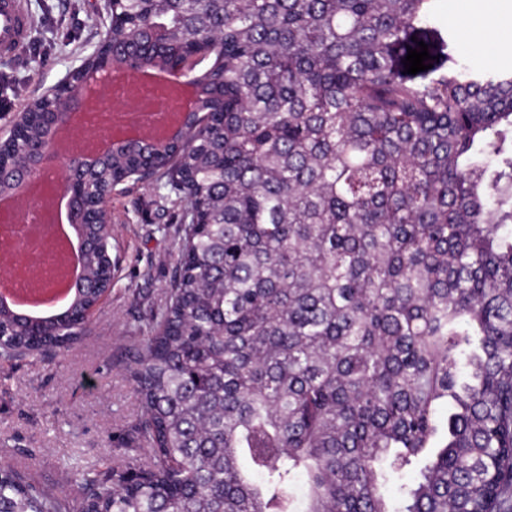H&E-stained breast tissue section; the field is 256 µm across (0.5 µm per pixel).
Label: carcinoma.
Instances as JSON below:
<instances>
[{"label": "carcinoma", "instance_id": "1", "mask_svg": "<svg viewBox=\"0 0 512 512\" xmlns=\"http://www.w3.org/2000/svg\"><path fill=\"white\" fill-rule=\"evenodd\" d=\"M435 0H112L101 52L199 84L177 155L113 154L188 220L129 377L145 468L77 467L72 503L0 467L9 512H503L512 496V71L459 63ZM433 67L405 73L407 48ZM0 144V193L48 133ZM37 327L0 305V358L68 350L112 286ZM411 478H406V475Z\"/></svg>", "mask_w": 512, "mask_h": 512}]
</instances>
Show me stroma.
<instances>
[{
    "label": "stroma",
    "instance_id": "35a3bbf8",
    "mask_svg": "<svg viewBox=\"0 0 512 512\" xmlns=\"http://www.w3.org/2000/svg\"><path fill=\"white\" fill-rule=\"evenodd\" d=\"M31 17L19 53L0 58V128L55 86L98 45L104 0H24ZM436 0V27L449 53L474 69L512 70V51L482 62L466 53ZM112 215V290L74 348L41 359H0V466L30 473L48 492L81 501L84 485L67 464L104 470L145 465L132 427L140 416L129 380L130 353L162 307L183 236V200L155 180L116 186Z\"/></svg>",
    "mask_w": 512,
    "mask_h": 512
}]
</instances>
